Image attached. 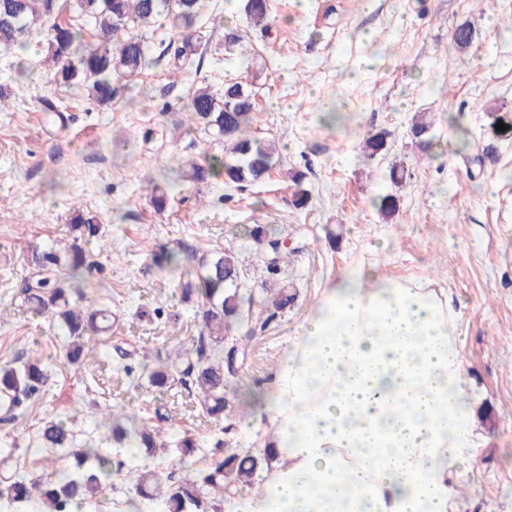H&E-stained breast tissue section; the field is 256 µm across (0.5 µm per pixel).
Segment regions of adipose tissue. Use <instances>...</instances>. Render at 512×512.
Listing matches in <instances>:
<instances>
[{
    "instance_id": "ef3b65f1",
    "label": "adipose tissue",
    "mask_w": 512,
    "mask_h": 512,
    "mask_svg": "<svg viewBox=\"0 0 512 512\" xmlns=\"http://www.w3.org/2000/svg\"><path fill=\"white\" fill-rule=\"evenodd\" d=\"M454 323L428 282L344 271L257 409L264 479L224 512H454L455 466L481 440Z\"/></svg>"
}]
</instances>
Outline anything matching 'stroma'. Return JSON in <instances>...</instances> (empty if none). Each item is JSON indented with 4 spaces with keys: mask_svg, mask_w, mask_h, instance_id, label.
I'll list each match as a JSON object with an SVG mask.
<instances>
[{
    "mask_svg": "<svg viewBox=\"0 0 512 512\" xmlns=\"http://www.w3.org/2000/svg\"><path fill=\"white\" fill-rule=\"evenodd\" d=\"M512 0H270L269 27H252L239 0H204L197 53L171 73L163 45L168 27L139 28L151 47L148 68L120 81L102 105L81 85L52 82L38 34L25 46L0 47V364L41 355L50 371L43 394L25 416L0 425V446L15 450L22 469L42 474L65 461H43L33 440L44 421L60 418L78 437L100 436L99 412L127 407L173 442L197 438L198 466H208L215 422L181 384L164 392L135 388L124 365L139 368L144 353L189 347L200 329L182 303L178 273L158 272L151 253L178 242L200 254L234 252L249 292L262 296L268 274L263 249L247 236L251 224L275 227L292 256L278 277L294 302L265 328L244 338L247 359L228 397L225 438L238 450L260 448L266 425L254 405L265 399L290 338L323 288L346 269L376 266L384 277L427 280L457 319L454 336L464 359L482 445L460 464L459 512H512V139L493 140L484 112H512ZM478 36L465 51L451 35L464 22ZM244 53H226L227 34ZM229 82L256 94L254 137L272 139L281 160L263 181L241 188L222 179L185 184L156 211L147 183L164 184L189 160L205 161L222 144L190 130L185 104L197 87L223 95ZM61 119L46 122V103ZM338 113L340 122L329 119ZM430 113L434 144L421 150L407 135L413 113ZM150 139H142L144 130ZM382 132L387 146L367 158L359 136ZM494 144V163L477 167L455 143ZM407 179L394 185L392 162ZM304 173L309 192L295 208L288 174ZM391 194L398 211L383 219L373 205ZM97 216L98 236L86 249L101 280L86 289L112 311V334L85 355L78 370L65 360V340L49 318L31 312L19 289L35 246L63 248L75 232V209ZM178 322H170V315ZM112 476V512L135 494L148 462L124 451Z\"/></svg>",
    "mask_w": 512,
    "mask_h": 512,
    "instance_id": "1",
    "label": "stroma"
}]
</instances>
